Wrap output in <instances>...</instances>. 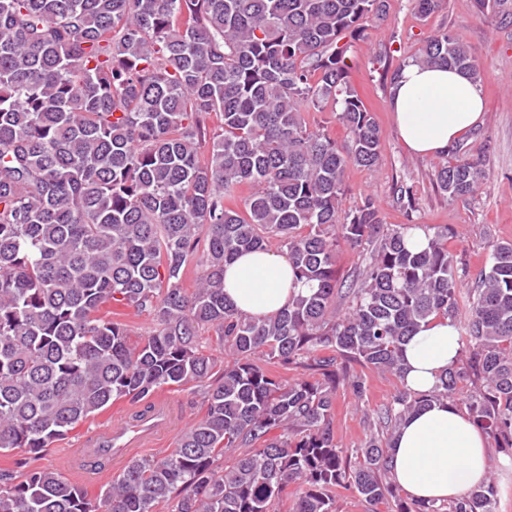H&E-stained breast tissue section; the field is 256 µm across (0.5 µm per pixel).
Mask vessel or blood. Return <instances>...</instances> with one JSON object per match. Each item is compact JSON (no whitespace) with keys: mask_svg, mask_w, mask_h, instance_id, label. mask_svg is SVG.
Returning a JSON list of instances; mask_svg holds the SVG:
<instances>
[{"mask_svg":"<svg viewBox=\"0 0 512 512\" xmlns=\"http://www.w3.org/2000/svg\"><path fill=\"white\" fill-rule=\"evenodd\" d=\"M174 425L175 415L170 403L164 396H155L150 400L144 417L133 419L124 416L86 436L84 449L74 457L73 465L85 474H97L98 448L105 446L120 453L128 448L145 447L158 434L171 431Z\"/></svg>","mask_w":512,"mask_h":512,"instance_id":"1","label":"vessel or blood"}]
</instances>
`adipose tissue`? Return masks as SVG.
I'll use <instances>...</instances> for the list:
<instances>
[{
  "instance_id": "adipose-tissue-1",
  "label": "adipose tissue",
  "mask_w": 512,
  "mask_h": 512,
  "mask_svg": "<svg viewBox=\"0 0 512 512\" xmlns=\"http://www.w3.org/2000/svg\"><path fill=\"white\" fill-rule=\"evenodd\" d=\"M389 106L404 148L417 155H444L482 120L477 83L445 66L405 64L390 88ZM306 290L286 256L269 251L240 254L224 267V294L247 318L276 315ZM458 326L429 317L404 346L403 385L434 390L456 361ZM489 440L466 411L448 401L409 415L395 433L389 476L411 500L446 504L487 476Z\"/></svg>"
}]
</instances>
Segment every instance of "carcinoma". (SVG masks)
<instances>
[{"label":"carcinoma","instance_id":"cac0c4a2","mask_svg":"<svg viewBox=\"0 0 512 512\" xmlns=\"http://www.w3.org/2000/svg\"><path fill=\"white\" fill-rule=\"evenodd\" d=\"M388 12V0H0V452H17L0 467V512H279L288 499L289 512H336L340 486L369 512H496L491 475L439 506L403 499L389 477L385 432L464 388L474 425L512 457V241L465 288L448 231L385 224L369 197L343 209L347 169L377 166L381 139L343 39ZM412 62L482 76L450 31ZM328 106L344 145L307 126L305 112ZM484 178L464 156L435 173L450 198ZM412 229L426 249L406 246ZM273 238L307 291L273 317H241L224 265ZM370 244L343 281L338 250ZM108 302L154 330L131 344ZM434 314L461 331L458 364L431 393L403 387L366 410L363 445L339 448L338 391L366 393L354 366L401 377L404 342ZM205 328L229 351L220 378L197 343ZM298 367L308 377L284 376ZM191 382L204 416L96 498L31 465L113 401Z\"/></svg>","mask_w":512,"mask_h":512}]
</instances>
